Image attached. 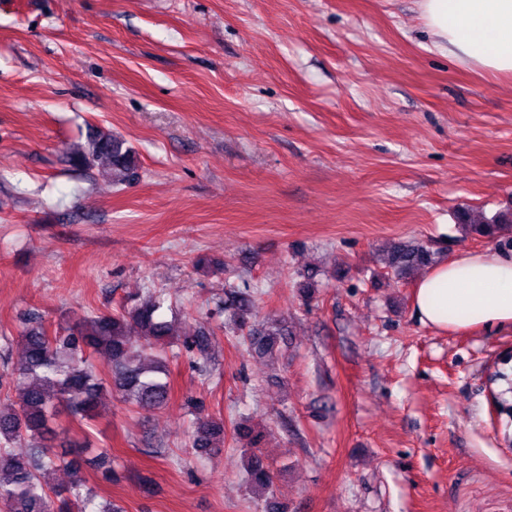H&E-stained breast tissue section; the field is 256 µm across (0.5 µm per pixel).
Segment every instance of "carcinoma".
<instances>
[{
	"label": "carcinoma",
	"instance_id": "1",
	"mask_svg": "<svg viewBox=\"0 0 512 512\" xmlns=\"http://www.w3.org/2000/svg\"><path fill=\"white\" fill-rule=\"evenodd\" d=\"M80 166H96L101 176L118 185L139 179L137 157L127 141L110 132L93 135L85 149L75 153ZM458 222L481 237L494 239L512 231V210L490 220L475 222L468 210L459 211ZM436 262L435 253L419 241H397L390 245L385 266L401 278ZM165 293L148 290L131 306L111 313L87 316L69 325L49 330L40 317L33 316L20 332L24 356L10 365L7 376L15 383V399L0 404V512H121L108 499L95 503L96 494L81 477L57 487L51 476L63 467H79L78 457L92 450L87 427L92 425L98 402L107 388L121 394L125 403L141 411L159 410L171 395L166 349L171 344L172 324L160 310ZM226 319L245 331L244 342L250 351L264 357L279 351L283 333L274 322L253 321V296L237 290L232 302L224 306ZM104 358L107 373L99 371L95 360ZM500 411L512 417V374L499 369ZM191 447L208 455L224 450V419L197 406ZM77 424L81 437L59 439L61 416ZM233 433L248 439L247 483L265 496V512H281L274 500L272 477L259 453L261 434L241 422ZM26 448L16 453L14 448ZM101 479L110 484L117 479L107 455L94 460Z\"/></svg>",
	"mask_w": 512,
	"mask_h": 512
}]
</instances>
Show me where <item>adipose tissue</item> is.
Listing matches in <instances>:
<instances>
[{
	"label": "adipose tissue",
	"mask_w": 512,
	"mask_h": 512,
	"mask_svg": "<svg viewBox=\"0 0 512 512\" xmlns=\"http://www.w3.org/2000/svg\"><path fill=\"white\" fill-rule=\"evenodd\" d=\"M434 49L459 64L512 75V0H418ZM414 309L423 324L461 329L512 325V253L465 251L432 267L418 282Z\"/></svg>",
	"instance_id": "adipose-tissue-1"
}]
</instances>
